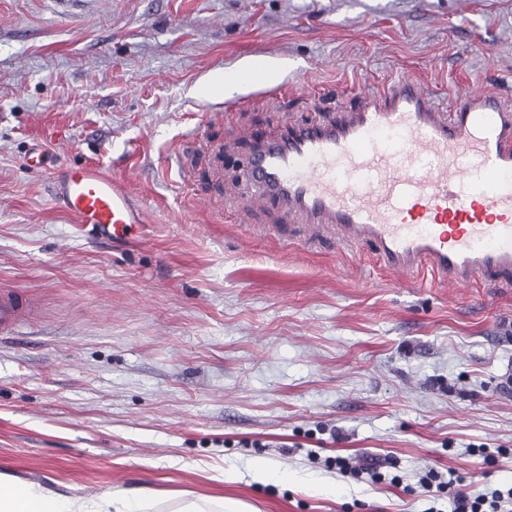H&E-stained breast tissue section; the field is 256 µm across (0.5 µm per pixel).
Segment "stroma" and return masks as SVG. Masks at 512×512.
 I'll list each match as a JSON object with an SVG mask.
<instances>
[{
	"instance_id": "1",
	"label": "stroma",
	"mask_w": 512,
	"mask_h": 512,
	"mask_svg": "<svg viewBox=\"0 0 512 512\" xmlns=\"http://www.w3.org/2000/svg\"><path fill=\"white\" fill-rule=\"evenodd\" d=\"M259 56L286 74L225 96ZM403 76L512 97V0H0V287L29 304L0 474L153 512H451L431 470L511 489L512 291L398 284L270 205L237 221L257 135ZM35 146L123 180L143 224H78Z\"/></svg>"
}]
</instances>
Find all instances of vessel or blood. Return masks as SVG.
<instances>
[{
	"instance_id": "b4317fda",
	"label": "vessel or blood",
	"mask_w": 512,
	"mask_h": 512,
	"mask_svg": "<svg viewBox=\"0 0 512 512\" xmlns=\"http://www.w3.org/2000/svg\"><path fill=\"white\" fill-rule=\"evenodd\" d=\"M51 192L106 237L128 238L142 222L125 184L91 165L55 172ZM242 199L331 230L342 249L371 247L402 280L427 269L457 288L479 277L511 288L512 99L473 87L447 107L399 78L335 115L259 135ZM24 311L19 294L0 289V333Z\"/></svg>"
}]
</instances>
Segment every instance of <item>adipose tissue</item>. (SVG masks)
Returning <instances> with one entry per match:
<instances>
[{"label": "adipose tissue", "mask_w": 512, "mask_h": 512, "mask_svg": "<svg viewBox=\"0 0 512 512\" xmlns=\"http://www.w3.org/2000/svg\"><path fill=\"white\" fill-rule=\"evenodd\" d=\"M146 497L107 493L95 498L62 496L53 490L0 475V512H150Z\"/></svg>", "instance_id": "1"}]
</instances>
